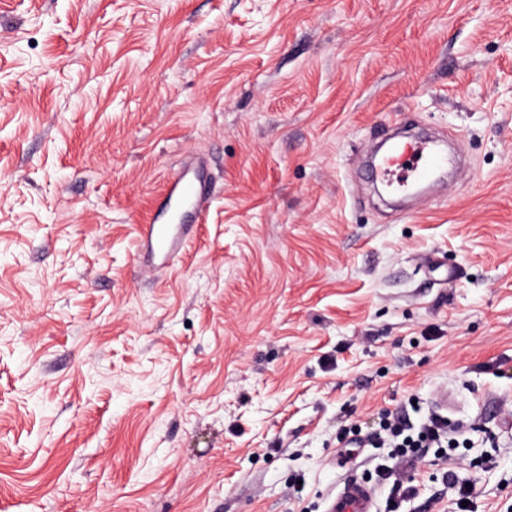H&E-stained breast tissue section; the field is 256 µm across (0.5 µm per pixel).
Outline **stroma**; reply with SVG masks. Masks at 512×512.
Listing matches in <instances>:
<instances>
[{"mask_svg": "<svg viewBox=\"0 0 512 512\" xmlns=\"http://www.w3.org/2000/svg\"><path fill=\"white\" fill-rule=\"evenodd\" d=\"M408 122L471 175L394 209L365 165ZM400 408L512 512V0H0V512H324L351 478L385 512ZM440 455L401 512H458ZM174 197L191 201L194 211L201 213L207 208L210 192L201 181H194L186 178L185 175H181L172 183L169 195L163 203V208H167ZM151 249L174 257L182 248L183 232L173 231L168 224H151L146 233Z\"/></svg>", "mask_w": 512, "mask_h": 512, "instance_id": "1", "label": "stroma"}]
</instances>
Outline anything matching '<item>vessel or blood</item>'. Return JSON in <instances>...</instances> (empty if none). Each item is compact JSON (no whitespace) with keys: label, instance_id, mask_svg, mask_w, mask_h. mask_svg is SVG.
<instances>
[{"label":"vessel or blood","instance_id":"obj_1","mask_svg":"<svg viewBox=\"0 0 512 512\" xmlns=\"http://www.w3.org/2000/svg\"><path fill=\"white\" fill-rule=\"evenodd\" d=\"M447 163V155L430 141L415 138L411 143L395 147L391 155L382 157L373 175L377 181L393 180L404 188L416 180L429 179ZM169 195L191 201L198 212L204 211L210 200L209 189L204 183L183 176L174 180ZM146 238L151 249L169 257L175 256L182 248V234L165 224L150 225ZM374 508V488L365 482L350 479L330 497L326 512H374Z\"/></svg>","mask_w":512,"mask_h":512}]
</instances>
